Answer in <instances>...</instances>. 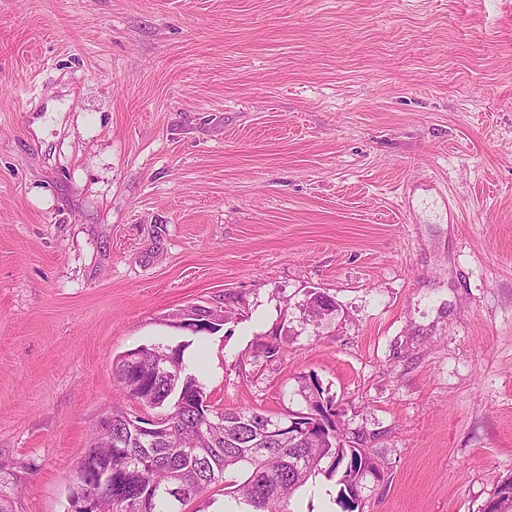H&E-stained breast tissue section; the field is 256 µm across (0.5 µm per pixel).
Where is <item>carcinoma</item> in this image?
Masks as SVG:
<instances>
[{"mask_svg":"<svg viewBox=\"0 0 512 512\" xmlns=\"http://www.w3.org/2000/svg\"><path fill=\"white\" fill-rule=\"evenodd\" d=\"M328 295L312 293L310 312L334 311ZM185 345L142 347L140 371L115 365L122 394L168 416L169 433L150 442L134 435L128 415L111 409L112 433L94 435L89 448L112 452V494L101 499L103 512H180L207 489L224 485V495L244 512H286L294 493L324 471L340 475L336 502L341 512H359L361 485L367 474L380 475L360 435L338 433L334 402L324 398L313 378L302 386L311 416L297 418L294 430L272 433V417L251 410L206 413L197 399L206 394L186 372ZM173 356L171 375L151 372L158 354Z\"/></svg>","mask_w":512,"mask_h":512,"instance_id":"1","label":"carcinoma"}]
</instances>
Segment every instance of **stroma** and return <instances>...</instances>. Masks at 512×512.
<instances>
[{
	"instance_id": "obj_1",
	"label": "stroma",
	"mask_w": 512,
	"mask_h": 512,
	"mask_svg": "<svg viewBox=\"0 0 512 512\" xmlns=\"http://www.w3.org/2000/svg\"><path fill=\"white\" fill-rule=\"evenodd\" d=\"M180 343L218 408L317 378L381 470L363 512H480L512 477V0H0L13 512H65L98 415H156L116 359Z\"/></svg>"
}]
</instances>
